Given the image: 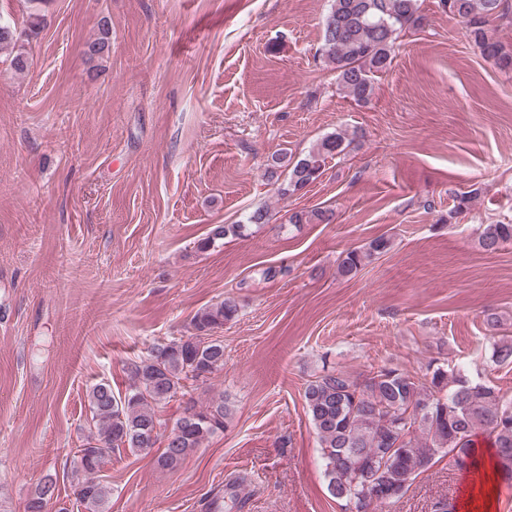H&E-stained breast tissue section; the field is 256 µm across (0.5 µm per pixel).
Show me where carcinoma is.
<instances>
[{
    "mask_svg": "<svg viewBox=\"0 0 512 512\" xmlns=\"http://www.w3.org/2000/svg\"><path fill=\"white\" fill-rule=\"evenodd\" d=\"M448 11L462 19L485 58L502 71H512V50L489 29L490 20L512 12L508 0H451ZM424 20L420 0H333L323 23L322 50L336 71L340 90L358 103L368 101L375 76L392 63L401 33ZM109 48V28L104 26L101 37L88 44L86 55L101 58ZM350 145L343 131L330 133L303 157L273 156L269 177L287 169L288 181L279 191L295 193L322 175L327 158L344 153ZM268 220V211L257 209L245 224L217 225L198 241V249L207 250L228 236L243 237L248 225ZM312 221L327 223L330 214L314 209L289 219L292 224ZM506 243H512V224H488L479 236L486 252H496ZM389 247V239L377 237L363 249L347 251L339 270L355 273L365 260ZM237 314L238 305L231 298L197 312L191 320L193 335L155 344L146 358L129 363L125 393L115 394L105 381L91 387L94 430L73 467V495L85 512H109L112 490L98 473L112 452L149 454L161 440L165 446L157 466L174 471L207 438L224 431L227 411L222 395L204 403L189 398L182 416L164 436L161 429L166 423L156 408L179 394L187 395V382L206 381L224 368V342L217 333ZM493 358L501 365L512 364V337L494 342ZM303 397L318 438L327 490L356 512H378L401 498L438 456L455 454L459 465L471 472L484 440L495 448L504 482L512 485V399L493 386L471 381L460 368L438 366L422 377L386 366L358 377L328 371L306 385ZM56 500V486L47 482L28 497L25 512H51Z\"/></svg>",
    "mask_w": 512,
    "mask_h": 512,
    "instance_id": "obj_1",
    "label": "carcinoma"
}]
</instances>
